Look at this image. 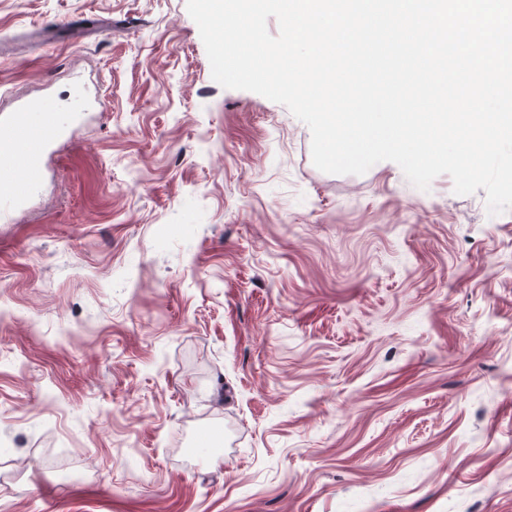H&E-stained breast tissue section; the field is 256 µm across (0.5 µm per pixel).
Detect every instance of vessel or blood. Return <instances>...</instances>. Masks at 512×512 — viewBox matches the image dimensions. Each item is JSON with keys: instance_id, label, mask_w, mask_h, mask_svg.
<instances>
[{"instance_id": "b4317fda", "label": "vessel or blood", "mask_w": 512, "mask_h": 512, "mask_svg": "<svg viewBox=\"0 0 512 512\" xmlns=\"http://www.w3.org/2000/svg\"><path fill=\"white\" fill-rule=\"evenodd\" d=\"M61 124L55 113L19 103L0 114V223L20 214L41 178V159Z\"/></svg>"}]
</instances>
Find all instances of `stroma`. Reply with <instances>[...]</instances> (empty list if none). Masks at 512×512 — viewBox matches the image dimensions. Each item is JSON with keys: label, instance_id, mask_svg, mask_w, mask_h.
Instances as JSON below:
<instances>
[{"label": "stroma", "instance_id": "1", "mask_svg": "<svg viewBox=\"0 0 512 512\" xmlns=\"http://www.w3.org/2000/svg\"><path fill=\"white\" fill-rule=\"evenodd\" d=\"M20 99L0 512H512V210L318 170L186 0H0ZM35 103H19L0 114V223L15 220L41 178V159L61 124L54 112L34 123Z\"/></svg>", "mask_w": 512, "mask_h": 512}]
</instances>
